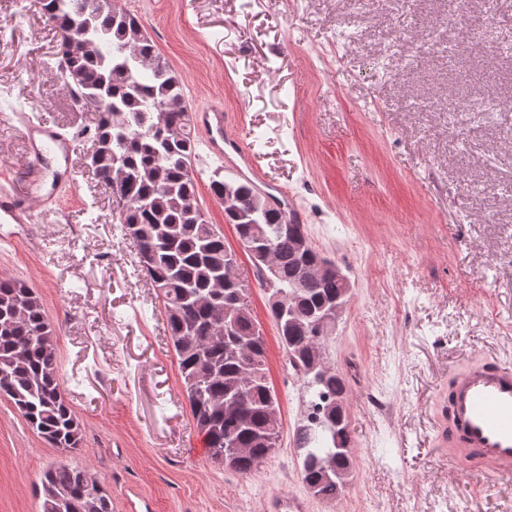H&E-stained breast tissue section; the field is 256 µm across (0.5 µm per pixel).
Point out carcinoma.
<instances>
[{
    "mask_svg": "<svg viewBox=\"0 0 512 512\" xmlns=\"http://www.w3.org/2000/svg\"><path fill=\"white\" fill-rule=\"evenodd\" d=\"M57 35L59 67L77 101L98 112L93 176L116 203V221L138 248L142 273L162 298L166 331L193 419L210 459L248 474L271 455L280 438L277 395L267 376L263 337L245 285L229 277L233 252L202 212L192 173L196 141L183 86L163 62L140 20L112 0H40ZM79 48L72 49L71 37ZM210 190L225 222L240 241L263 247L276 278L267 290L283 293L269 307L286 360L300 376L315 410L295 435L301 479L313 496L334 500L344 491L353 461L346 414L348 383L325 360L331 333L312 325L348 294L328 269L315 283L298 284L306 265L332 263L315 248L299 252L284 229L287 218L250 183L216 173ZM244 390L248 401L233 409L228 398ZM7 396L31 428L68 453L81 447L82 430L64 396L54 330L40 297L19 279L0 275V396ZM232 440L234 457L224 446ZM40 512H112V496L88 467L58 463L38 489Z\"/></svg>",
    "mask_w": 512,
    "mask_h": 512,
    "instance_id": "cac0c4a2",
    "label": "carcinoma"
}]
</instances>
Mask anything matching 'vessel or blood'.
Returning <instances> with one entry per match:
<instances>
[{
  "label": "vessel or blood",
  "instance_id": "obj_1",
  "mask_svg": "<svg viewBox=\"0 0 512 512\" xmlns=\"http://www.w3.org/2000/svg\"><path fill=\"white\" fill-rule=\"evenodd\" d=\"M194 120L206 134L210 153L219 158L235 154L238 175L268 196L289 222L303 223L302 210L260 175L248 150L229 134V117L222 106L197 108ZM20 132L28 144V170L23 186L9 177L0 183L1 243L13 242L12 225L37 223L39 212L59 209L60 189L73 183L75 134L33 117L21 122ZM441 415L438 438L450 457L473 460L495 477L512 476V365L470 366L454 378ZM265 509L307 512L308 506L301 498L278 495L266 500Z\"/></svg>",
  "mask_w": 512,
  "mask_h": 512
}]
</instances>
